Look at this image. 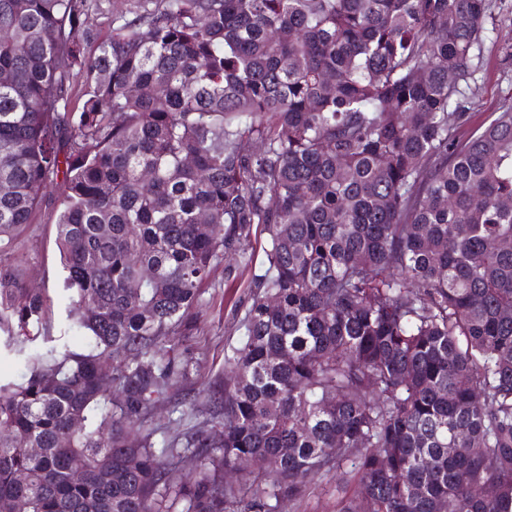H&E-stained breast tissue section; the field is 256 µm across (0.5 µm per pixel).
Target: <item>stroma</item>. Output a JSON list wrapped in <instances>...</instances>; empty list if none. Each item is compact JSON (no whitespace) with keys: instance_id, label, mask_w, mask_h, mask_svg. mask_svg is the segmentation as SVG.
Wrapping results in <instances>:
<instances>
[{"instance_id":"stroma-1","label":"stroma","mask_w":512,"mask_h":512,"mask_svg":"<svg viewBox=\"0 0 512 512\" xmlns=\"http://www.w3.org/2000/svg\"><path fill=\"white\" fill-rule=\"evenodd\" d=\"M152 0H83L87 17V52L111 37L119 17L131 18L151 9ZM484 40L477 50L479 64L463 94L473 124L512 103V0H492L484 24ZM57 191L49 189L31 216L29 228L20 241L28 256L26 278L30 287L46 291L51 323L47 333L71 347L83 338L68 319V298L62 289L64 272L55 245ZM268 235L263 225H252L239 256L218 261L203 288L202 306L191 335L175 337L174 354L188 362L190 376L171 402L165 403L146 422L157 436L172 433L173 402L196 396L207 388H220L227 369L224 355L244 334L242 321L255 291V278L266 269Z\"/></svg>"}]
</instances>
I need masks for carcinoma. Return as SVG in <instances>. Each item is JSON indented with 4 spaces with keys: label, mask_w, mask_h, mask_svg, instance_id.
<instances>
[{
    "label": "carcinoma",
    "mask_w": 512,
    "mask_h": 512,
    "mask_svg": "<svg viewBox=\"0 0 512 512\" xmlns=\"http://www.w3.org/2000/svg\"><path fill=\"white\" fill-rule=\"evenodd\" d=\"M490 7L155 0L91 57L82 0H0V501L279 512L334 472L336 512H512V104L462 140L457 99ZM53 185L78 350L18 252ZM254 224L219 429L158 441L172 337Z\"/></svg>",
    "instance_id": "cac0c4a2"
}]
</instances>
